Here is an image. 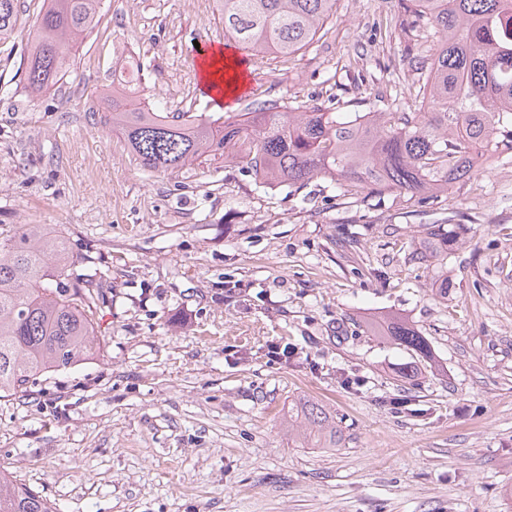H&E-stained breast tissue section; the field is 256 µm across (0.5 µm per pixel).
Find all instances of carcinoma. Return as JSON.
<instances>
[{
    "instance_id": "carcinoma-1",
    "label": "carcinoma",
    "mask_w": 512,
    "mask_h": 512,
    "mask_svg": "<svg viewBox=\"0 0 512 512\" xmlns=\"http://www.w3.org/2000/svg\"><path fill=\"white\" fill-rule=\"evenodd\" d=\"M337 0H215L224 41L251 56L289 58L312 45ZM99 0H43L28 41L25 80L36 97L56 86L78 40L98 22ZM413 25L434 29L416 112H332L317 104L252 101L215 120L156 112L134 102L140 65L112 69L97 124L119 131L137 164L172 173L197 161L243 165L262 184L298 189L315 178L369 193L440 201L496 155L512 158V0H408ZM18 0H0V42L16 32ZM63 237L17 224L0 240V398L24 396L41 377L97 348L101 289L72 272ZM388 338L431 359L425 337L401 319ZM306 437L336 447V421L313 401L291 409ZM0 512H54L47 499L0 469Z\"/></svg>"
}]
</instances>
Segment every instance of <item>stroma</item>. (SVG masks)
Returning <instances> with one entry per match:
<instances>
[{
  "mask_svg": "<svg viewBox=\"0 0 512 512\" xmlns=\"http://www.w3.org/2000/svg\"><path fill=\"white\" fill-rule=\"evenodd\" d=\"M41 6L20 0L0 42V237L47 225L107 296L92 359L0 400V469L56 512H512V162L424 208L322 178L262 187L220 163L155 175L92 112L131 58L159 112H413L431 28L402 31L403 0H338L317 42L251 59L226 104L195 71L198 45L224 39L211 0H101L34 99L22 64ZM447 222L439 260L410 261ZM391 317L427 338L434 369L400 377L411 353ZM307 399L335 417V447L289 431Z\"/></svg>",
  "mask_w": 512,
  "mask_h": 512,
  "instance_id": "1",
  "label": "stroma"
}]
</instances>
